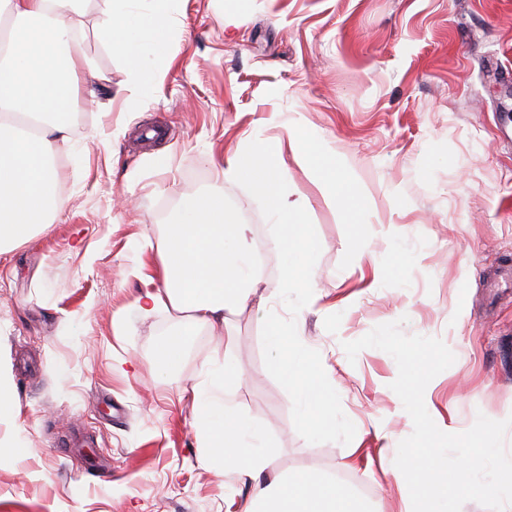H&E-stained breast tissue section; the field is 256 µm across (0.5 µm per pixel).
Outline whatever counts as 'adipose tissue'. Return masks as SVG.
<instances>
[{
  "mask_svg": "<svg viewBox=\"0 0 512 512\" xmlns=\"http://www.w3.org/2000/svg\"><path fill=\"white\" fill-rule=\"evenodd\" d=\"M86 0H0V16L13 25L8 48L0 52V253L26 242L31 231L50 224L63 208L53 187L54 152L71 141L68 116L73 94L108 96L111 85L68 53L85 15ZM177 0H107L102 39L106 48L125 58L131 79L124 99L127 111L140 108L150 78L171 54ZM308 168L326 198L348 223L356 225L365 200L351 186L336 155L317 136H289L285 147L260 143L216 162L222 178L248 182L268 209L272 242L282 262V290L305 287L313 276L314 250L303 233L307 202L288 186L280 159ZM249 225L227 219L223 194L184 199L159 240V285L135 302L137 309H165L175 315L180 337L163 340L156 349L162 370L174 368L186 337L198 330L224 329L225 311L245 309L260 281ZM266 336L273 350V370L297 394L298 418L309 430L335 427L329 411L336 389L326 383V364L314 362L287 324L270 318ZM242 376L229 362H215L192 387L193 429L203 448L201 465L225 475L257 479L269 464L261 430L224 403L226 385ZM240 512H363L355 495L335 478L312 468L278 475Z\"/></svg>",
  "mask_w": 512,
  "mask_h": 512,
  "instance_id": "1",
  "label": "adipose tissue"
}]
</instances>
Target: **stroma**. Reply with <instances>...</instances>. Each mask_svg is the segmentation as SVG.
<instances>
[{
	"label": "stroma",
	"mask_w": 512,
	"mask_h": 512,
	"mask_svg": "<svg viewBox=\"0 0 512 512\" xmlns=\"http://www.w3.org/2000/svg\"><path fill=\"white\" fill-rule=\"evenodd\" d=\"M104 9L91 0L72 49L112 97L75 100L73 143L56 156L66 206L0 255V373L15 394L0 421V512H226L252 494L200 465L186 396L223 338L200 331L161 372L157 344L179 325L134 304L184 197L223 193L235 221L270 239L262 201L208 158L287 140L292 118L368 203L352 229L283 157L316 249L310 289L276 310L331 365L348 429L301 427L252 305L230 317L227 357L244 378L224 400L262 428L271 471L344 475L366 512H403L405 479L379 457L413 431L390 388L397 364L376 348L348 361L342 344L401 321L456 357L425 390L441 430L512 415V0H179L171 62L136 112L123 106L129 66L99 35Z\"/></svg>",
	"instance_id": "1"
}]
</instances>
